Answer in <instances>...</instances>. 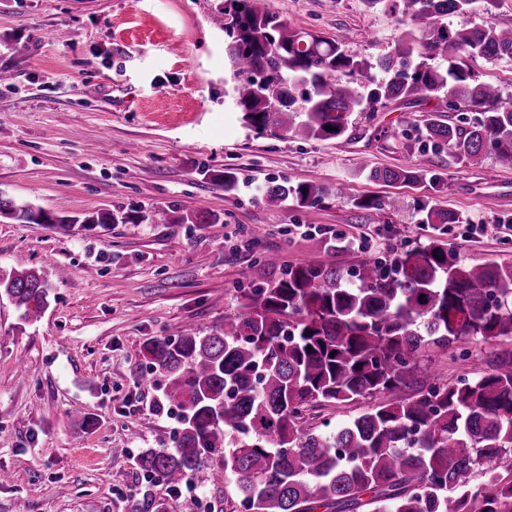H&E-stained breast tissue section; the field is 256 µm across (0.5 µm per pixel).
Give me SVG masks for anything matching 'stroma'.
<instances>
[{
    "label": "stroma",
    "instance_id": "obj_1",
    "mask_svg": "<svg viewBox=\"0 0 512 512\" xmlns=\"http://www.w3.org/2000/svg\"><path fill=\"white\" fill-rule=\"evenodd\" d=\"M221 2L0 0V69L11 75L0 85V194L60 215L138 216L69 233L0 220V274L35 267L53 279L35 321L0 295V512H183L182 497L135 465L178 426L143 345L237 313L240 289L274 276L262 253L341 268L384 258L431 235L415 211L428 201L463 216L448 227L463 260L512 264V162L491 153L477 168L404 150L390 108L342 144L242 126L225 94L224 34L210 22ZM256 4L313 33L350 34V50L371 59L407 28L362 0ZM371 167L435 170L443 183L388 187L368 180ZM224 169L238 175L237 192L212 179ZM272 178L347 190L328 195L304 234L298 209L263 201ZM388 193L402 198L400 212L354 204ZM159 207L174 223L153 222ZM191 209L220 221L185 222ZM62 267L70 273L56 279ZM503 348L459 342L468 358L449 363L448 381ZM222 468L216 458L191 478L204 512H229L238 498L217 479Z\"/></svg>",
    "mask_w": 512,
    "mask_h": 512
}]
</instances>
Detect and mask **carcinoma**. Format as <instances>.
<instances>
[{
	"instance_id": "obj_1",
	"label": "carcinoma",
	"mask_w": 512,
	"mask_h": 512,
	"mask_svg": "<svg viewBox=\"0 0 512 512\" xmlns=\"http://www.w3.org/2000/svg\"><path fill=\"white\" fill-rule=\"evenodd\" d=\"M481 1L492 2L362 0L410 24L372 61L349 51L346 36L292 28L254 0H224L212 22L224 31L231 104L259 135L338 143L351 140L358 117L393 105L408 148L470 165L490 148L512 160V104L474 67L512 59V27L448 22ZM450 109L473 118L447 122ZM367 178L394 185L425 173L372 168ZM328 195L320 183L272 179L263 200L311 216ZM357 206L398 211L402 201L364 196ZM1 218L63 231L136 222L60 216L0 195ZM418 223L435 234L348 270L264 253L260 263L278 276L244 291L224 324L148 341L143 356L166 378L179 428L171 446L138 455L139 469L174 488L219 455L246 512H512V349L454 384L440 373L462 340L512 338V266L462 260L445 238L460 223L454 212L424 204ZM0 289L30 320L51 283L14 269ZM339 404L359 411L334 427L308 422V410Z\"/></svg>"
}]
</instances>
